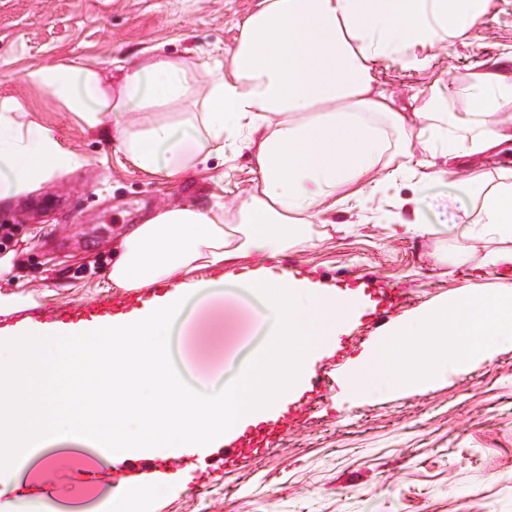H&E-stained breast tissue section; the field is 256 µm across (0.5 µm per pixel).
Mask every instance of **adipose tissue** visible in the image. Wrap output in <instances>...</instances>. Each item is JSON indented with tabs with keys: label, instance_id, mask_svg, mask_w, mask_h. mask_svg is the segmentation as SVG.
I'll use <instances>...</instances> for the list:
<instances>
[{
	"label": "adipose tissue",
	"instance_id": "obj_1",
	"mask_svg": "<svg viewBox=\"0 0 512 512\" xmlns=\"http://www.w3.org/2000/svg\"><path fill=\"white\" fill-rule=\"evenodd\" d=\"M489 0H256L227 48L228 68L199 71L182 57L147 55L111 75L94 65L35 68L28 80L49 89L87 127L103 115L126 161L152 176L176 179L224 153L225 135L245 142L258 182L234 207L174 205L134 224L112 250L107 281L138 290L171 282L160 305L93 328L67 378L74 391L111 378V399L94 431L46 413L30 393L54 367L45 344L0 346V471H12L35 448L72 439L104 447L103 466L127 449L212 448L228 435L258 429L304 379L312 360L336 339L356 310L346 294L272 274H237V295L256 301L265 348L238 365L231 381L186 386L166 366L169 336L187 304L214 305L206 269L245 256L270 258L288 247L289 231L321 223L339 197H357L387 179L384 156L398 147L411 171L417 150L488 153L512 141V72L483 67L466 93L482 121L469 136L448 133L441 103L396 109L379 74L423 69L432 49L467 43ZM28 107L0 98V200L26 195L78 165L51 131L28 120ZM480 195L483 223L512 239V183L465 179ZM457 317L436 310L392 333L361 356L342 389L363 397L378 385L438 377L493 340L512 341V284L476 300H458Z\"/></svg>",
	"mask_w": 512,
	"mask_h": 512
}]
</instances>
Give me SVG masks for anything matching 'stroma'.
Here are the masks:
<instances>
[{"label":"stroma","mask_w":512,"mask_h":512,"mask_svg":"<svg viewBox=\"0 0 512 512\" xmlns=\"http://www.w3.org/2000/svg\"><path fill=\"white\" fill-rule=\"evenodd\" d=\"M254 0H0V96L24 101L30 119L51 130L80 159L73 171L23 198L0 202V224L15 228L8 250L10 279L21 306L0 314V342L57 327L50 312L91 308L118 289L104 277L112 248L132 224L159 204L209 207L250 186L257 174L244 145L177 180L143 174L125 161L105 132L86 130L48 90L29 83V70L96 64L108 71L154 50L195 65L227 64L225 50ZM512 44V0H491L468 45L441 50L428 69L391 72L397 105L422 106L438 94L449 125L465 113L460 94L470 72L491 65ZM440 180L420 173L396 176L381 189L337 205L327 224L306 225L307 243L291 238L272 259L237 260L232 272L258 267L274 274L352 293L360 310L311 371L330 383L301 389L278 412L286 432L269 450L238 465L215 468L193 448L166 457L146 475L147 491L127 512H512V343L498 342L488 358L473 359L428 384L380 387L362 398L342 391L345 373L400 324L427 310L450 307L512 283V270L480 267L512 240L488 233L479 199L462 180L482 175L491 185L512 183V143L487 154L437 155ZM436 225L413 237L393 233L397 220ZM46 314L28 319V309ZM232 335L202 343L195 334L171 348L190 380L231 374L260 344L248 309L237 308ZM98 449H42L19 472L0 478V504L16 512H112L111 493L125 481L117 468L60 469L42 476L44 462Z\"/></svg>","instance_id":"35a3bbf8"}]
</instances>
